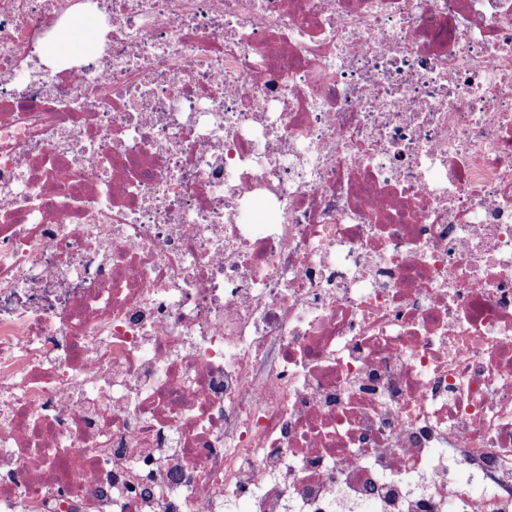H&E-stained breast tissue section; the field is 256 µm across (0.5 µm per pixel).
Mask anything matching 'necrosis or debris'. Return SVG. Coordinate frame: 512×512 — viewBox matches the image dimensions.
Instances as JSON below:
<instances>
[{
	"mask_svg": "<svg viewBox=\"0 0 512 512\" xmlns=\"http://www.w3.org/2000/svg\"><path fill=\"white\" fill-rule=\"evenodd\" d=\"M243 506L512 512V0H0V512ZM95 27L96 24L86 18H76L57 44L49 49L44 47L41 53L43 62L56 67L57 59L62 56L98 49V44L92 36Z\"/></svg>",
	"mask_w": 512,
	"mask_h": 512,
	"instance_id": "necrosis-or-debris-1",
	"label": "necrosis or debris"
}]
</instances>
